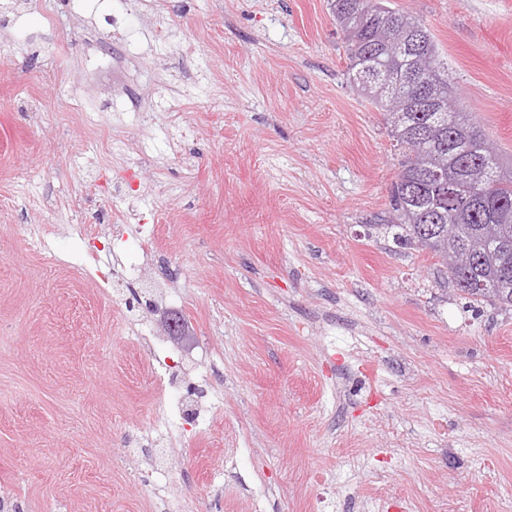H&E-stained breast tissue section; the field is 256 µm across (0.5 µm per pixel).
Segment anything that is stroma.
<instances>
[{
    "label": "stroma",
    "mask_w": 512,
    "mask_h": 512,
    "mask_svg": "<svg viewBox=\"0 0 512 512\" xmlns=\"http://www.w3.org/2000/svg\"><path fill=\"white\" fill-rule=\"evenodd\" d=\"M392 2L512 165V0ZM347 65L331 0H0V512H512V310L385 233ZM141 330L209 375L203 429Z\"/></svg>",
    "instance_id": "stroma-1"
}]
</instances>
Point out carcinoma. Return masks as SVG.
<instances>
[{"instance_id": "obj_1", "label": "carcinoma", "mask_w": 512, "mask_h": 512, "mask_svg": "<svg viewBox=\"0 0 512 512\" xmlns=\"http://www.w3.org/2000/svg\"><path fill=\"white\" fill-rule=\"evenodd\" d=\"M331 6L349 80L385 112L389 136L402 148L395 221L386 228L439 256L466 307L486 301L511 309L512 170L458 99L434 36L390 0ZM450 174L459 193L441 199L435 180ZM469 195L476 197L472 211H459Z\"/></svg>"}]
</instances>
